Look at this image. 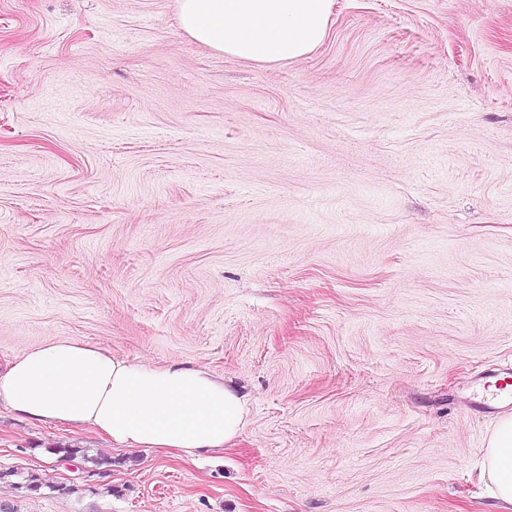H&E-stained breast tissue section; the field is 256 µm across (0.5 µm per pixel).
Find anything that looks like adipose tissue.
<instances>
[{
	"mask_svg": "<svg viewBox=\"0 0 512 512\" xmlns=\"http://www.w3.org/2000/svg\"><path fill=\"white\" fill-rule=\"evenodd\" d=\"M332 0H176L182 30L214 52L274 64L305 56L326 36ZM0 401L35 422L93 427L128 448L187 454L239 434L245 400L202 368L133 364L77 340L52 341L0 372ZM478 482L512 512V416L498 423Z\"/></svg>",
	"mask_w": 512,
	"mask_h": 512,
	"instance_id": "ef3b65f1",
	"label": "adipose tissue"
}]
</instances>
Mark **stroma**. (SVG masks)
I'll list each match as a JSON object with an SVG mask.
<instances>
[{
	"instance_id": "stroma-1",
	"label": "stroma",
	"mask_w": 512,
	"mask_h": 512,
	"mask_svg": "<svg viewBox=\"0 0 512 512\" xmlns=\"http://www.w3.org/2000/svg\"><path fill=\"white\" fill-rule=\"evenodd\" d=\"M73 339L247 397L227 449L0 402L6 512H490L512 369V0H333L306 56L175 0H0V366ZM500 375H503V379L501 380L505 382V384H500L498 386L499 393L493 394L491 398H488L487 396L481 395L479 393L473 394L471 397L468 398V404L476 413L482 414L484 416L493 415L495 413L500 412V404L508 405L510 400H512V391L507 388L508 385H511L510 383L507 382V380L511 379L510 369L502 370L499 373H490L487 375L480 376L479 380H481V384L486 390L492 384L490 380L495 379V377H498ZM502 393L504 397H498L501 396Z\"/></svg>"
}]
</instances>
